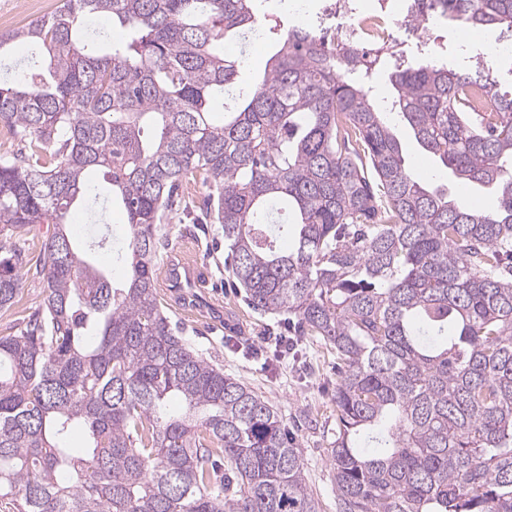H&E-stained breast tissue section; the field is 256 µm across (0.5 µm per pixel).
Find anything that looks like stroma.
I'll list each match as a JSON object with an SVG mask.
<instances>
[{"mask_svg": "<svg viewBox=\"0 0 512 512\" xmlns=\"http://www.w3.org/2000/svg\"><path fill=\"white\" fill-rule=\"evenodd\" d=\"M397 135L411 174L418 180L447 189L452 198L489 210L495 207L493 192L458 184L434 157L416 142L407 127ZM209 188L201 177L184 182L186 211L172 215L165 226L167 241L156 255L157 268L170 256L195 259L204 277V290L221 311L218 321L179 308L168 294H161V308L179 329L184 341L210 364L262 396L293 436L300 451L306 481L319 503V512H336V489L327 450L336 431V354L323 342L309 336H289L286 314H264L249 305L244 289L234 287L224 266V234L200 211ZM88 233L107 225L111 249L98 252L97 260L113 276L121 278L123 266L116 261L122 249L126 226L120 210H92L82 220ZM46 277L29 271L22 278V295L11 308L0 310V336L20 332L44 297ZM288 336L287 347L275 344Z\"/></svg>", "mask_w": 512, "mask_h": 512, "instance_id": "stroma-1", "label": "stroma"}]
</instances>
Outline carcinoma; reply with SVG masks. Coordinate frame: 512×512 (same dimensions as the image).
Returning a JSON list of instances; mask_svg holds the SVG:
<instances>
[{
  "label": "carcinoma",
  "mask_w": 512,
  "mask_h": 512,
  "mask_svg": "<svg viewBox=\"0 0 512 512\" xmlns=\"http://www.w3.org/2000/svg\"><path fill=\"white\" fill-rule=\"evenodd\" d=\"M512 35V0H411ZM104 17L124 32L93 38ZM264 32L257 0H60L0 35L38 53L0 86V125L37 141L0 158V236L53 224L47 291L0 337V499L14 512H318L298 449L264 399L194 353L161 310L154 264L183 178L200 172L228 271L336 352L337 512H512V94L477 64H413L299 28L239 83ZM392 64V109L492 210L416 181L366 87ZM224 123L212 120L216 107ZM125 214L123 279L66 230L96 178ZM26 250L0 258V309ZM171 398L183 412L164 411ZM86 446L68 448L72 429ZM227 460L230 472L218 474Z\"/></svg>",
  "instance_id": "obj_1"
}]
</instances>
